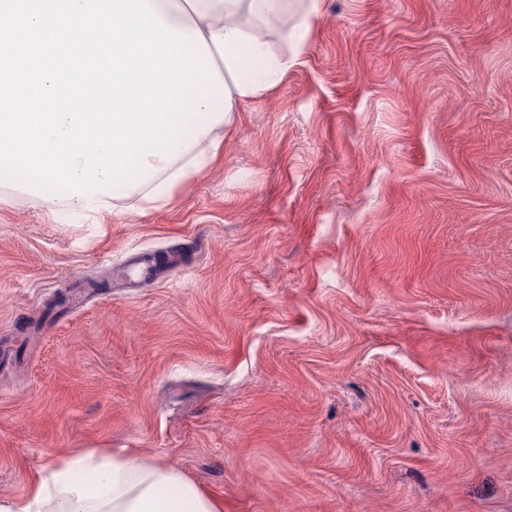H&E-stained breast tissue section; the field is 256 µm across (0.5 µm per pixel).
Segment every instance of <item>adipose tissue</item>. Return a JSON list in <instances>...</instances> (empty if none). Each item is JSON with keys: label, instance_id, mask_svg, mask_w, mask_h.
<instances>
[{"label": "adipose tissue", "instance_id": "1", "mask_svg": "<svg viewBox=\"0 0 512 512\" xmlns=\"http://www.w3.org/2000/svg\"><path fill=\"white\" fill-rule=\"evenodd\" d=\"M161 24L202 39L220 84L204 97L188 123L179 148L167 157L149 156V168L135 184L111 192L77 194L68 207L85 216L104 217L120 201L144 211L167 206L224 147L231 112L272 90L307 45L321 0H146ZM289 41V54L272 53L271 28ZM0 512H219L177 465L127 451L87 449L45 466L29 491L0 498Z\"/></svg>", "mask_w": 512, "mask_h": 512}]
</instances>
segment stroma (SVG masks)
<instances>
[{"label": "stroma", "mask_w": 512, "mask_h": 512, "mask_svg": "<svg viewBox=\"0 0 512 512\" xmlns=\"http://www.w3.org/2000/svg\"><path fill=\"white\" fill-rule=\"evenodd\" d=\"M86 448L221 512H512V0H323L166 207L0 204V498Z\"/></svg>", "instance_id": "35a3bbf8"}]
</instances>
